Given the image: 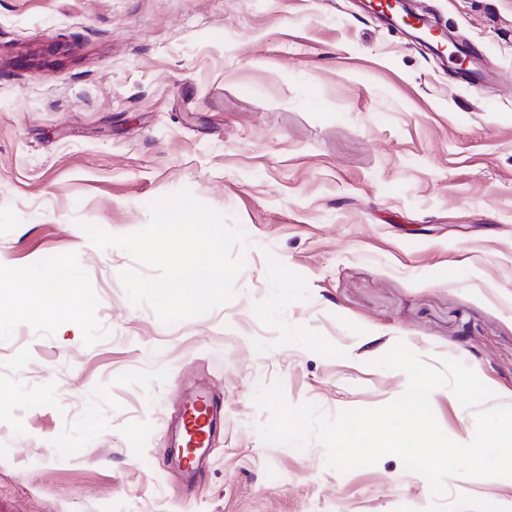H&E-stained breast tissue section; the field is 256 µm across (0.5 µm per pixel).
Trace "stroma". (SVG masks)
I'll return each instance as SVG.
<instances>
[{"label": "stroma", "mask_w": 512, "mask_h": 512, "mask_svg": "<svg viewBox=\"0 0 512 512\" xmlns=\"http://www.w3.org/2000/svg\"><path fill=\"white\" fill-rule=\"evenodd\" d=\"M414 5L481 78L356 0H0V512H512V477L437 499L398 456L341 473L256 431L277 379L330 418L391 403L399 343L512 406V0ZM183 188L245 268L167 325L79 224L138 232ZM46 263L56 301L17 313ZM201 389L221 416L189 484L172 428ZM430 403L473 438L479 407ZM63 276V268L59 265H42L34 271L23 274L25 283L30 288H22V295L14 303L19 311H24L30 295L38 294L43 298L53 299L56 289L54 284Z\"/></svg>", "instance_id": "obj_1"}]
</instances>
